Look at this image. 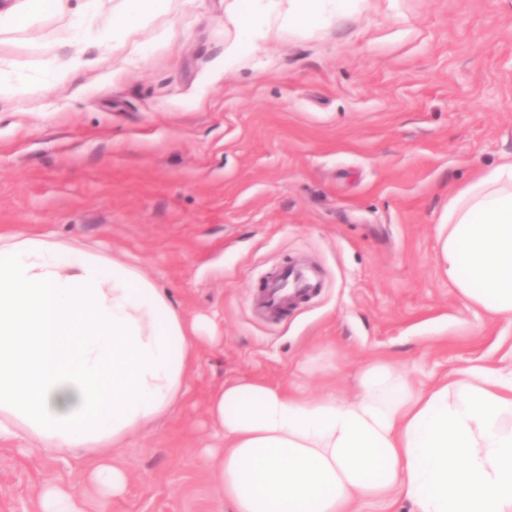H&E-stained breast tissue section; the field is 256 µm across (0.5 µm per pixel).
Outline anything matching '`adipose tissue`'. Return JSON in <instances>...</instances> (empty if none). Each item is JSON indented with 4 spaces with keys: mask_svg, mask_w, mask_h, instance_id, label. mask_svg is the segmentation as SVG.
Returning a JSON list of instances; mask_svg holds the SVG:
<instances>
[{
    "mask_svg": "<svg viewBox=\"0 0 512 512\" xmlns=\"http://www.w3.org/2000/svg\"><path fill=\"white\" fill-rule=\"evenodd\" d=\"M236 2L229 63L271 30L323 16V0H298L292 14L277 0ZM436 261L466 305L512 320V161L449 201ZM202 341L132 263L0 234V441L80 453L102 500L128 482L113 450L182 401ZM208 411L229 512H359L398 496L413 512H512V367L470 366L415 391L377 360L348 401L243 377Z\"/></svg>",
    "mask_w": 512,
    "mask_h": 512,
    "instance_id": "ef3b65f1",
    "label": "adipose tissue"
}]
</instances>
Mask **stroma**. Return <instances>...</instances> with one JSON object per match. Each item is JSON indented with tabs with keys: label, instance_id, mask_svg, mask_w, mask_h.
Segmentation results:
<instances>
[{
	"label": "stroma",
	"instance_id": "1",
	"mask_svg": "<svg viewBox=\"0 0 512 512\" xmlns=\"http://www.w3.org/2000/svg\"><path fill=\"white\" fill-rule=\"evenodd\" d=\"M234 0H168L105 42L123 0L0 9V233L39 232L133 262L216 342L183 402L112 461L125 492L82 512H225L200 448L225 381L351 399L382 359L412 388L512 360V322L468 307L439 269L452 196L512 158V0H352L321 28L224 65ZM55 71L47 81V71ZM318 287L279 318L280 268ZM73 454L0 443V512H39Z\"/></svg>",
	"mask_w": 512,
	"mask_h": 512
}]
</instances>
